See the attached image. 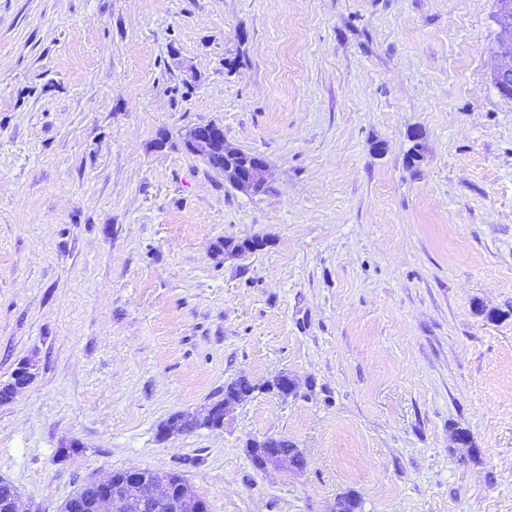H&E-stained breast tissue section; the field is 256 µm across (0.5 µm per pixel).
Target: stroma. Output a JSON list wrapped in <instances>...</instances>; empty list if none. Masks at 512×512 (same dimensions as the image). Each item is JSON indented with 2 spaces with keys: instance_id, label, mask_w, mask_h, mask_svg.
<instances>
[{
  "instance_id": "obj_1",
  "label": "stroma",
  "mask_w": 512,
  "mask_h": 512,
  "mask_svg": "<svg viewBox=\"0 0 512 512\" xmlns=\"http://www.w3.org/2000/svg\"><path fill=\"white\" fill-rule=\"evenodd\" d=\"M496 0H0V478L179 474L209 512H512ZM261 155L268 192L184 145ZM223 429L161 424L279 372ZM288 437L303 469L244 446ZM192 144L200 151L205 152L215 145L224 144V128L216 123H207L195 126L191 137Z\"/></svg>"
}]
</instances>
